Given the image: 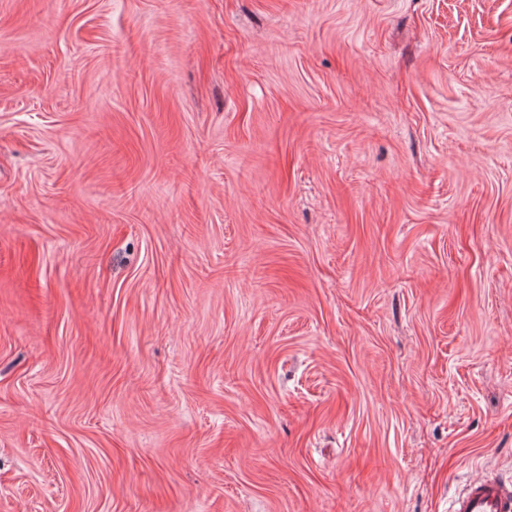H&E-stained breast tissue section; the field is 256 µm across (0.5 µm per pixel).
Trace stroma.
Segmentation results:
<instances>
[{
  "instance_id": "1",
  "label": "stroma",
  "mask_w": 512,
  "mask_h": 512,
  "mask_svg": "<svg viewBox=\"0 0 512 512\" xmlns=\"http://www.w3.org/2000/svg\"><path fill=\"white\" fill-rule=\"evenodd\" d=\"M512 485V0H0V512H448ZM512 487L492 476L472 479L452 501L450 512H511Z\"/></svg>"
}]
</instances>
